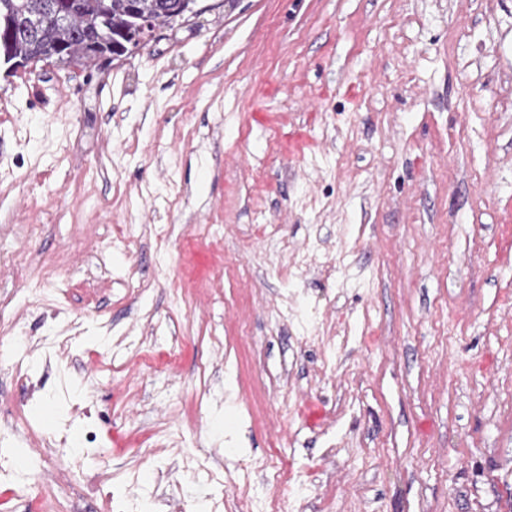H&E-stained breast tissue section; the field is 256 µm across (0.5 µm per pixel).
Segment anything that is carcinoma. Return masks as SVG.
<instances>
[{
	"instance_id": "carcinoma-1",
	"label": "carcinoma",
	"mask_w": 512,
	"mask_h": 512,
	"mask_svg": "<svg viewBox=\"0 0 512 512\" xmlns=\"http://www.w3.org/2000/svg\"><path fill=\"white\" fill-rule=\"evenodd\" d=\"M51 0H0V24L12 29L11 51L39 62L55 61L65 68L67 52L78 53L82 37L98 29L112 30L114 45L124 43L129 31L141 37L153 35L146 22L163 17L169 22L180 18L178 0H137L138 9L130 8L131 0H72L74 21L69 24H48L33 29L30 19L44 10Z\"/></svg>"
}]
</instances>
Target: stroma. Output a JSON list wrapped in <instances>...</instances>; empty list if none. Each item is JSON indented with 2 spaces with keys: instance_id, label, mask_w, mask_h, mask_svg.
<instances>
[{
  "instance_id": "stroma-1",
  "label": "stroma",
  "mask_w": 512,
  "mask_h": 512,
  "mask_svg": "<svg viewBox=\"0 0 512 512\" xmlns=\"http://www.w3.org/2000/svg\"><path fill=\"white\" fill-rule=\"evenodd\" d=\"M0 252V512H241L272 466L279 512H512V0H198L0 67ZM322 252L318 245L311 243L309 246L300 252L295 259L292 266L288 267V271L281 272V276L284 279L296 278L301 274L308 266L312 264H318L321 260Z\"/></svg>"
}]
</instances>
